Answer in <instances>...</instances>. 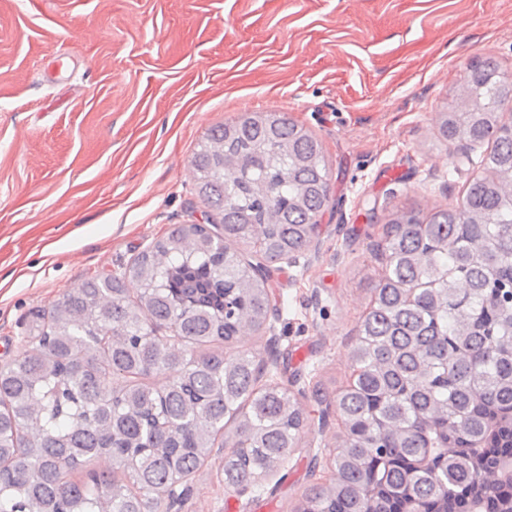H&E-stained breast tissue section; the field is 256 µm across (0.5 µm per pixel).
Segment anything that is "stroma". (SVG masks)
I'll use <instances>...</instances> for the list:
<instances>
[{
    "mask_svg": "<svg viewBox=\"0 0 512 512\" xmlns=\"http://www.w3.org/2000/svg\"><path fill=\"white\" fill-rule=\"evenodd\" d=\"M485 55L512 74V0H0V365L31 314L204 218L191 157L211 128L287 112L335 206L273 272L269 329L224 351L256 355L308 425L265 495L227 491L217 448L172 512H301L337 477L336 396L389 211L454 205L480 170L483 147L440 140L436 119Z\"/></svg>",
    "mask_w": 512,
    "mask_h": 512,
    "instance_id": "1",
    "label": "stroma"
}]
</instances>
